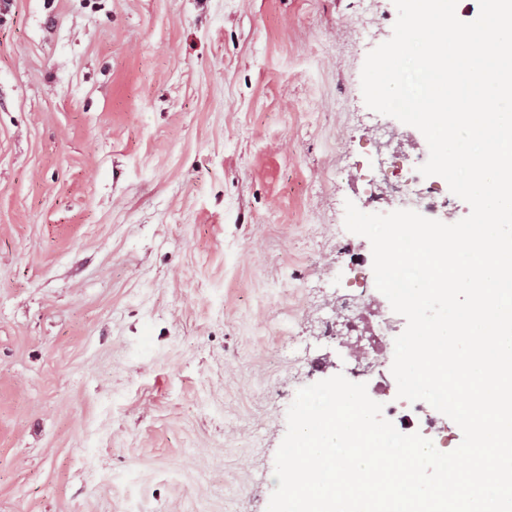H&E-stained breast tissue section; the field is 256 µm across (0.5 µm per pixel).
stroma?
Returning a JSON list of instances; mask_svg holds the SVG:
<instances>
[{"label":"stroma","instance_id":"stroma-1","mask_svg":"<svg viewBox=\"0 0 512 512\" xmlns=\"http://www.w3.org/2000/svg\"><path fill=\"white\" fill-rule=\"evenodd\" d=\"M372 22L367 41L357 22ZM393 0H0V512H266L386 212Z\"/></svg>","mask_w":512,"mask_h":512}]
</instances>
